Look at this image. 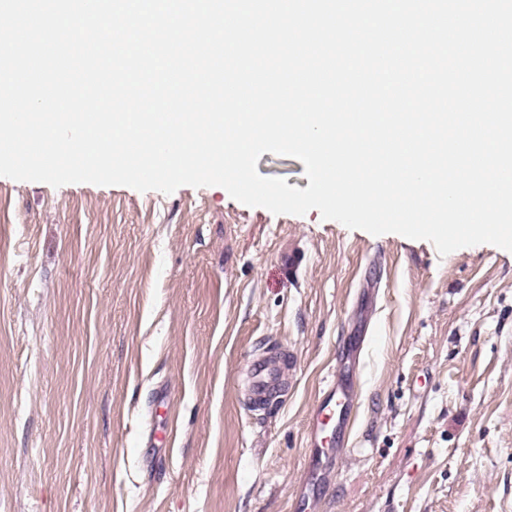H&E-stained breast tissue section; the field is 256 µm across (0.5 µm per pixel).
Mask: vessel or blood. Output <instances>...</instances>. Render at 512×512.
Instances as JSON below:
<instances>
[{
    "mask_svg": "<svg viewBox=\"0 0 512 512\" xmlns=\"http://www.w3.org/2000/svg\"><path fill=\"white\" fill-rule=\"evenodd\" d=\"M247 375L246 401L251 410L266 409L283 398V356H253ZM357 412L354 373L349 369H337L318 396L312 411L311 463L306 473L305 493L296 501L298 512H307L310 500L320 498L328 474L338 469L344 449L351 444Z\"/></svg>",
    "mask_w": 512,
    "mask_h": 512,
    "instance_id": "b4317fda",
    "label": "vessel or blood"
}]
</instances>
